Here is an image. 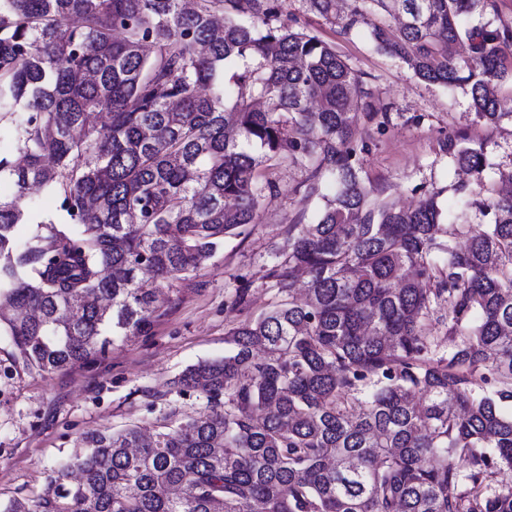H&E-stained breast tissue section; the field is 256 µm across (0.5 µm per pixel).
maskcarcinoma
<instances>
[{
  "label": "carcinoma",
  "mask_w": 512,
  "mask_h": 512,
  "mask_svg": "<svg viewBox=\"0 0 512 512\" xmlns=\"http://www.w3.org/2000/svg\"><path fill=\"white\" fill-rule=\"evenodd\" d=\"M308 2L344 35L372 6L400 14L377 50L469 87L484 125L512 120V27L490 0ZM0 114L18 144L0 158V333L47 375L147 330L156 289L258 223L270 169L308 172V197L336 182L272 254L282 299L175 381L204 409L90 437L43 512H512L487 483L512 468V194L461 184L453 216L436 194L374 198L356 126L388 112L279 0H0ZM441 150L483 180V145ZM34 186L63 221L26 204Z\"/></svg>",
  "instance_id": "cac0c4a2"
}]
</instances>
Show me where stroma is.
<instances>
[{"mask_svg":"<svg viewBox=\"0 0 512 512\" xmlns=\"http://www.w3.org/2000/svg\"><path fill=\"white\" fill-rule=\"evenodd\" d=\"M282 4L300 25L335 44L372 89L377 106L389 111L384 130L363 124L357 135L367 145L363 170L379 199L408 208L434 193L444 210L453 211L459 182L478 194L475 176L462 174L439 150L451 132L484 144L485 180L512 170L511 120L492 128L477 123L466 89L424 83L406 64L375 50L371 26L388 22L386 13L368 12L366 24L340 35L307 0ZM271 177L278 191L266 198L259 223L225 239L196 275L162 289L159 316L147 332L120 338L105 356L50 375L27 366L9 337L0 335V507L18 500L37 512L53 497L62 466L86 454L88 436L132 422L150 430L170 414L203 409L202 400L177 393L174 379L199 361L223 357L228 330L276 302L268 276L272 250L289 225L309 223L317 204L299 191L305 172L281 165ZM243 283L250 294L246 311L234 303Z\"/></svg>","mask_w":512,"mask_h":512,"instance_id":"35a3bbf8","label":"stroma"}]
</instances>
